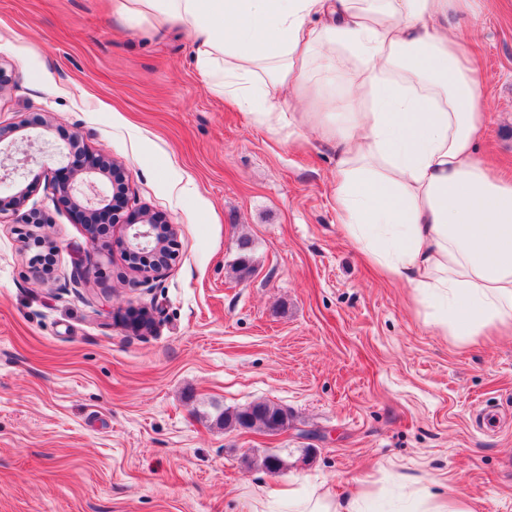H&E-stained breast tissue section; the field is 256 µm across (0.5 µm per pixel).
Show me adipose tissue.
<instances>
[{
	"mask_svg": "<svg viewBox=\"0 0 512 512\" xmlns=\"http://www.w3.org/2000/svg\"><path fill=\"white\" fill-rule=\"evenodd\" d=\"M130 25H179L200 71L269 131L311 128L336 149V215L369 263L405 284L460 347L512 332V182L475 147L487 108L458 17L480 0H112ZM263 512H371L293 481Z\"/></svg>",
	"mask_w": 512,
	"mask_h": 512,
	"instance_id": "1",
	"label": "adipose tissue"
}]
</instances>
